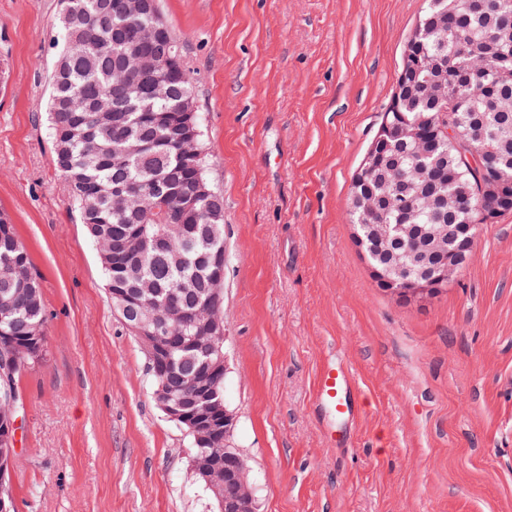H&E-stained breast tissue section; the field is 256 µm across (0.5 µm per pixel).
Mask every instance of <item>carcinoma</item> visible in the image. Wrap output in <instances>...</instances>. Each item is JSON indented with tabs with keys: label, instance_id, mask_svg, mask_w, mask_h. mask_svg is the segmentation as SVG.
Instances as JSON below:
<instances>
[{
	"label": "carcinoma",
	"instance_id": "obj_1",
	"mask_svg": "<svg viewBox=\"0 0 512 512\" xmlns=\"http://www.w3.org/2000/svg\"><path fill=\"white\" fill-rule=\"evenodd\" d=\"M116 0H70L75 20L58 23L57 59L51 76V137L55 163L65 177L70 193L79 207L80 219L89 237L101 245L99 260L108 288L139 290L143 318L159 319L178 288L191 290L180 298L181 305L198 310L210 306L212 261L224 252V219L203 233L209 215L224 208L223 194L209 183L199 143L179 144L171 122L177 112L176 99L193 95L191 77L175 52V39L166 30L164 40L149 47L162 59L172 45L175 73L170 95L143 97L126 108L112 97V83L123 73L128 39L137 27L153 22L154 11L125 17L114 7ZM512 0H458L446 12L448 0H425L420 20L428 26L414 32L408 41L410 58L420 68L417 85L408 96L391 103L385 121L394 125V137L374 149L378 170L368 179L373 209L352 215L358 234L368 224H399L401 218L387 196L402 180L413 181L410 194L416 210L413 224H436L435 197L453 192L461 197L460 208L451 224L479 223V209L498 208L488 196H474V172L500 169L512 176V82L494 79L501 67L512 69V41L502 36L505 23L512 22V9L503 8ZM474 67L486 72L482 86L469 84L463 74ZM448 75V99L431 96L424 77ZM418 116L427 117L434 128L448 118L457 130L456 143L438 133L433 151L424 157L400 142L397 135ZM128 137H140L152 144L149 152L130 157L122 151ZM468 145L478 151L489 144L494 153L485 162L474 158L475 166L461 160V148ZM204 181L214 194L201 199L197 210L178 209V200L196 194L198 181ZM131 186L123 214L112 211V187ZM144 226L147 235L162 233L169 249L158 253L151 248L132 247L123 262L112 259V243L125 241L129 233ZM424 244L420 236L398 242L390 256H379L369 240L361 246L368 263L380 274L374 276L381 288L393 284L383 278L386 267L406 251ZM47 321L39 275L29 252L19 239L10 219L0 214V357L13 355V385L0 384V420L19 413L17 386L22 374L40 363L47 349ZM202 334L199 323L185 322L174 327L167 367L170 382L184 387L194 373L214 380L216 399L224 400V374L210 371L205 356L196 348L194 338ZM190 456H224L216 438V447L202 448L194 433H187Z\"/></svg>",
	"mask_w": 512,
	"mask_h": 512
}]
</instances>
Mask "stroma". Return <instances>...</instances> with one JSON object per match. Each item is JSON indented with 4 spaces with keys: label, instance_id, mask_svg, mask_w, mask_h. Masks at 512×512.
Masks as SVG:
<instances>
[{
    "label": "stroma",
    "instance_id": "obj_1",
    "mask_svg": "<svg viewBox=\"0 0 512 512\" xmlns=\"http://www.w3.org/2000/svg\"><path fill=\"white\" fill-rule=\"evenodd\" d=\"M423 6L159 0L224 194V397L258 512H512V213L411 300L378 286L349 218ZM60 8L0 0V210L49 338L18 384L15 512H215L54 161ZM329 360L355 377L354 424L314 404Z\"/></svg>",
    "mask_w": 512,
    "mask_h": 512
}]
</instances>
